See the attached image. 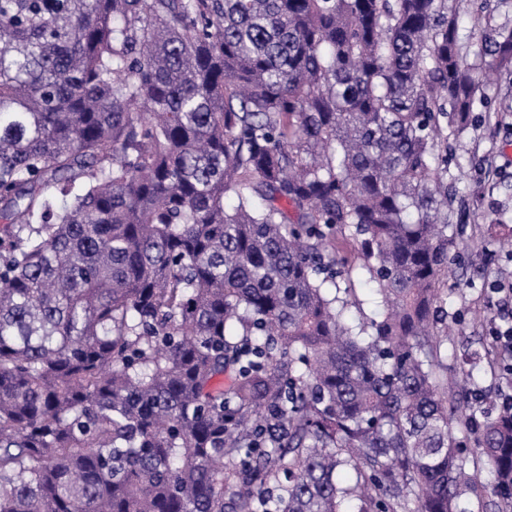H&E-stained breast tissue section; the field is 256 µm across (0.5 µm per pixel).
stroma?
I'll return each instance as SVG.
<instances>
[{
  "mask_svg": "<svg viewBox=\"0 0 512 512\" xmlns=\"http://www.w3.org/2000/svg\"><path fill=\"white\" fill-rule=\"evenodd\" d=\"M481 15L491 25L512 27V0H472L471 12L459 21L465 42L479 43L471 17ZM480 121L472 123L452 143L450 173H463L456 208L464 223L449 226L450 235L460 236V258L449 260L448 275L439 285V303L447 311V323L436 326L444 339L443 364L457 370V358L467 344L491 345L486 329L489 309L496 298L485 284L489 274L512 271L498 238L512 233V75L495 76L485 84Z\"/></svg>",
  "mask_w": 512,
  "mask_h": 512,
  "instance_id": "stroma-1",
  "label": "stroma"
}]
</instances>
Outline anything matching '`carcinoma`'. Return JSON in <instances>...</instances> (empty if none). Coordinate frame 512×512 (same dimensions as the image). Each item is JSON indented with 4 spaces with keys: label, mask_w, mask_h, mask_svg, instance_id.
<instances>
[{
    "label": "carcinoma",
    "mask_w": 512,
    "mask_h": 512,
    "mask_svg": "<svg viewBox=\"0 0 512 512\" xmlns=\"http://www.w3.org/2000/svg\"><path fill=\"white\" fill-rule=\"evenodd\" d=\"M468 5L0 0V512L512 506V414L431 336L441 119L512 75ZM353 288H355L357 299L361 303L364 313L374 316L382 307L380 298L375 292V285L367 281L365 276L358 274V270L352 272Z\"/></svg>",
    "instance_id": "carcinoma-1"
}]
</instances>
